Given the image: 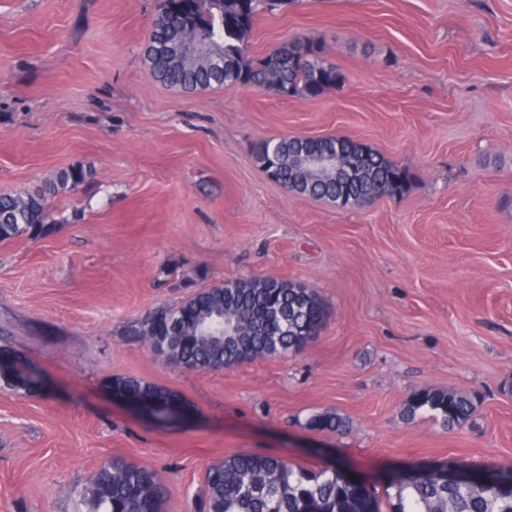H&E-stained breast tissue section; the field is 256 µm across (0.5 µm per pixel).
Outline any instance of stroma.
<instances>
[{
	"label": "stroma",
	"mask_w": 512,
	"mask_h": 512,
	"mask_svg": "<svg viewBox=\"0 0 512 512\" xmlns=\"http://www.w3.org/2000/svg\"><path fill=\"white\" fill-rule=\"evenodd\" d=\"M161 0H0V193L81 165L49 196L52 233L0 242V512H80L112 458L155 472L164 512H198L209 465L235 453L342 467L385 489L417 468L512 470V0H289L261 13L255 58L298 34L343 80L282 99L192 93L152 76ZM344 137L407 168L405 195L338 208L287 192L265 140ZM239 278L287 280L330 310L298 353L219 372L171 367L130 336L146 310ZM176 393L159 422L116 393ZM475 392L448 429L403 407ZM331 412L342 431L311 426ZM112 386L120 395L141 402L156 420L174 419L183 411V404L175 393L155 384L136 378L121 377L114 379Z\"/></svg>",
	"instance_id": "stroma-1"
}]
</instances>
